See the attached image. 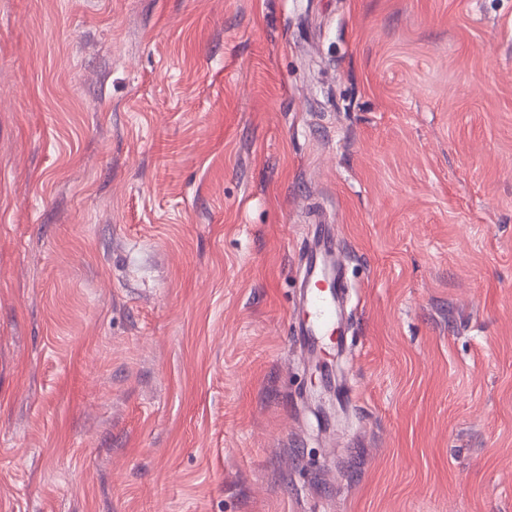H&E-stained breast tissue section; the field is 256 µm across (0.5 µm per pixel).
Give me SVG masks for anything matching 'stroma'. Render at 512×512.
Segmentation results:
<instances>
[{"label":"stroma","instance_id":"1","mask_svg":"<svg viewBox=\"0 0 512 512\" xmlns=\"http://www.w3.org/2000/svg\"><path fill=\"white\" fill-rule=\"evenodd\" d=\"M0 512H512V0H0ZM319 233L309 245L303 267L305 284V317L301 321L300 336L304 346L316 352L326 339L344 343L343 333L337 332V310L344 292L343 267L338 259L339 248L332 224L319 223ZM339 396V389L332 388L331 381H326L323 387L314 395L316 411L325 421L336 418V400Z\"/></svg>","mask_w":512,"mask_h":512}]
</instances>
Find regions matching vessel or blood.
<instances>
[{"mask_svg": "<svg viewBox=\"0 0 512 512\" xmlns=\"http://www.w3.org/2000/svg\"><path fill=\"white\" fill-rule=\"evenodd\" d=\"M339 248L330 225H322L310 245L303 267L305 317L300 334L310 351L321 349L326 340H342L338 332L337 310L344 292L343 267Z\"/></svg>", "mask_w": 512, "mask_h": 512, "instance_id": "b4317fda", "label": "vessel or blood"}]
</instances>
